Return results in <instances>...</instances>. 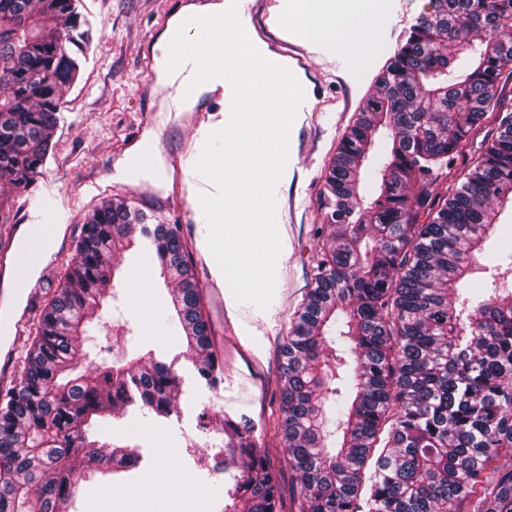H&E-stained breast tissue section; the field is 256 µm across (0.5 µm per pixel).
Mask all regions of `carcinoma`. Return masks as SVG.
<instances>
[{"label":"carcinoma","instance_id":"cac0c4a2","mask_svg":"<svg viewBox=\"0 0 512 512\" xmlns=\"http://www.w3.org/2000/svg\"><path fill=\"white\" fill-rule=\"evenodd\" d=\"M81 0H0V181L46 163L64 88L86 51ZM512 0H431L376 76L327 177L330 233L281 349L283 418L304 512H512V289L476 254L512 204ZM498 126L460 177L449 168L492 113ZM152 238L159 276L198 373L216 383L199 290L174 224L121 201L88 214L56 295L0 394V512H69L76 471L121 472L134 450L95 448L99 417L170 414V366L140 356L75 373L112 289L115 255ZM487 273L482 293L465 289ZM252 428L224 421L239 474L224 512H280V485Z\"/></svg>","mask_w":512,"mask_h":512}]
</instances>
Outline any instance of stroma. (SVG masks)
<instances>
[{
  "label": "stroma",
  "mask_w": 512,
  "mask_h": 512,
  "mask_svg": "<svg viewBox=\"0 0 512 512\" xmlns=\"http://www.w3.org/2000/svg\"><path fill=\"white\" fill-rule=\"evenodd\" d=\"M429 0H383V20L367 40L326 41L323 56L308 59L303 87L316 109L297 113L288 136V173L275 193L293 196V223L281 227L283 249L276 264V287L266 309L237 301L207 244V224L199 193L215 186L194 164L206 137L224 125L223 113L194 127L192 113L178 108L177 86L163 85L147 72L145 57H158L169 23L183 14L182 0H82L92 44L78 79L63 96L54 147L27 190L0 184L7 218L0 223V258L7 272L0 289L32 295L27 316L0 307V328L20 329L14 352L22 361L33 326L53 296L75 253L84 219L108 201H123L148 223L174 224L192 262L201 294L211 349L222 362L216 385L200 378L194 357L168 318L171 297L157 275L155 249L144 237L120 259L113 294L105 305L108 325L94 332L77 359L76 370L94 373L102 363L126 362L141 349L169 364L179 379L176 409L166 416L130 410L113 419L112 431L98 446L135 448L139 476L164 473L165 481L130 488L127 473H95L79 480L77 512H147L152 498L168 512H222L223 501L206 506L185 492L189 483L223 484L214 473V446L223 418L247 421L258 448L281 485V512H301L298 477L284 451L280 423L281 346L311 286L328 233L323 200L325 180L336 147L373 90L376 76L409 28L429 11ZM152 143L149 165L135 161ZM54 233L41 269L21 278L19 248L24 230L35 226Z\"/></svg>",
  "instance_id": "stroma-1"
}]
</instances>
